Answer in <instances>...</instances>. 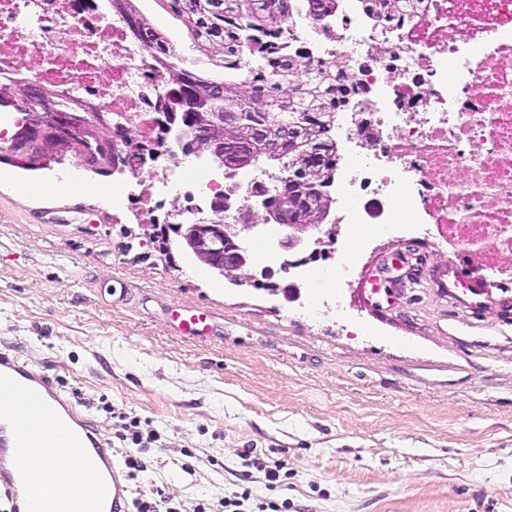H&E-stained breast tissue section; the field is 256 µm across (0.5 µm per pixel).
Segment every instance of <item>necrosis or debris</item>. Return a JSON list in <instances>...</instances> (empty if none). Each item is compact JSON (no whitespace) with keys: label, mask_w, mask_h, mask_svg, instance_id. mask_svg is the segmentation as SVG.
<instances>
[{"label":"necrosis or debris","mask_w":512,"mask_h":512,"mask_svg":"<svg viewBox=\"0 0 512 512\" xmlns=\"http://www.w3.org/2000/svg\"><path fill=\"white\" fill-rule=\"evenodd\" d=\"M280 55L305 52L335 62L358 94L337 107L340 161L329 190L335 219L355 228L337 271L350 274L357 248L382 233L415 234L431 224L444 242L486 271L512 277V0H425L416 13L386 19L363 0H340L324 29L296 19L273 43ZM56 85L62 98L98 103L111 118L112 147L149 149L170 76L142 54L127 25L99 4L77 11L65 0H0V76ZM369 123L376 139L361 136ZM154 196L206 208L235 188L246 203L267 170L186 178L180 162L146 166ZM116 199L150 196L129 183Z\"/></svg>","instance_id":"1"}]
</instances>
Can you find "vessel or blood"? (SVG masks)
I'll return each mask as SVG.
<instances>
[{
    "instance_id": "1",
    "label": "vessel or blood",
    "mask_w": 512,
    "mask_h": 512,
    "mask_svg": "<svg viewBox=\"0 0 512 512\" xmlns=\"http://www.w3.org/2000/svg\"><path fill=\"white\" fill-rule=\"evenodd\" d=\"M175 335L203 340L215 318L200 308L167 309ZM0 502L5 512H131L126 478L107 442L56 378L0 351ZM96 472V494L58 486L52 460Z\"/></svg>"
}]
</instances>
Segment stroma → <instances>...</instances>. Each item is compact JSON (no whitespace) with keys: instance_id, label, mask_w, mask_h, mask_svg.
I'll use <instances>...</instances> for the list:
<instances>
[{"instance_id":"stroma-1","label":"stroma","mask_w":512,"mask_h":512,"mask_svg":"<svg viewBox=\"0 0 512 512\" xmlns=\"http://www.w3.org/2000/svg\"><path fill=\"white\" fill-rule=\"evenodd\" d=\"M39 133L35 159L0 151V347L55 377L113 452L117 413L137 420L147 469L130 489L162 488L179 512L246 489L244 512H512V280L442 288L437 240L383 237L309 313L178 241L161 255L102 201L122 173L74 151L111 141L102 122ZM175 304L212 311L218 334L176 336Z\"/></svg>"}]
</instances>
